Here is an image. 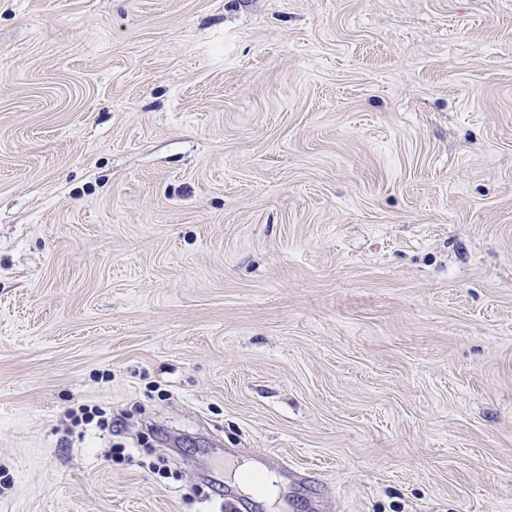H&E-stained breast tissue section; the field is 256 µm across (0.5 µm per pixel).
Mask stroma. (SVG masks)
<instances>
[{
  "label": "stroma",
  "instance_id": "35a3bbf8",
  "mask_svg": "<svg viewBox=\"0 0 512 512\" xmlns=\"http://www.w3.org/2000/svg\"><path fill=\"white\" fill-rule=\"evenodd\" d=\"M228 496L512 512V0H0V512Z\"/></svg>",
  "mask_w": 512,
  "mask_h": 512
}]
</instances>
